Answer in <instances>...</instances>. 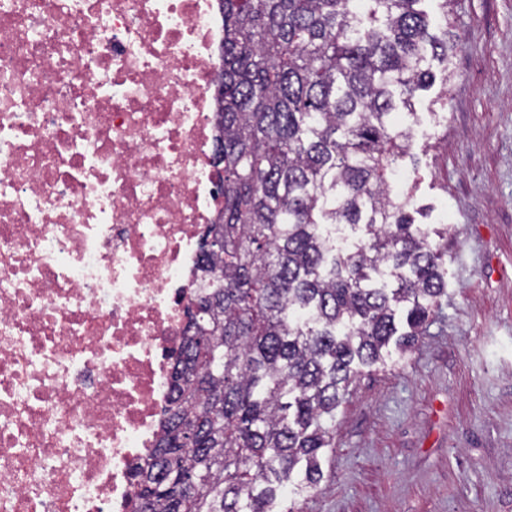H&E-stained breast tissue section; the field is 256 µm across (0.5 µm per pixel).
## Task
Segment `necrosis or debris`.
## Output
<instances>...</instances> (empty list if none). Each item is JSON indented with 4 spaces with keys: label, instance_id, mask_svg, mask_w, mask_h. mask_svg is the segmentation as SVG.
I'll use <instances>...</instances> for the list:
<instances>
[{
    "label": "necrosis or debris",
    "instance_id": "obj_1",
    "mask_svg": "<svg viewBox=\"0 0 512 512\" xmlns=\"http://www.w3.org/2000/svg\"><path fill=\"white\" fill-rule=\"evenodd\" d=\"M219 0H0V512H126L170 396Z\"/></svg>",
    "mask_w": 512,
    "mask_h": 512
}]
</instances>
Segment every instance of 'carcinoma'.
Here are the masks:
<instances>
[{
  "mask_svg": "<svg viewBox=\"0 0 512 512\" xmlns=\"http://www.w3.org/2000/svg\"><path fill=\"white\" fill-rule=\"evenodd\" d=\"M220 0L224 71L197 313L131 512H279L312 493L364 369L412 349L448 296V254L395 190L448 0ZM212 242H207V238Z\"/></svg>",
  "mask_w": 512,
  "mask_h": 512,
  "instance_id": "cac0c4a2",
  "label": "carcinoma"
}]
</instances>
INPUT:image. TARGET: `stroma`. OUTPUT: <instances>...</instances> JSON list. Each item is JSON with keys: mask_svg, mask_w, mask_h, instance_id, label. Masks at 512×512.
I'll list each match as a JSON object with an SVG mask.
<instances>
[{"mask_svg": "<svg viewBox=\"0 0 512 512\" xmlns=\"http://www.w3.org/2000/svg\"><path fill=\"white\" fill-rule=\"evenodd\" d=\"M448 28L452 79L410 122L448 297L412 352L352 383L295 512H512V0H450Z\"/></svg>", "mask_w": 512, "mask_h": 512, "instance_id": "1", "label": "stroma"}]
</instances>
